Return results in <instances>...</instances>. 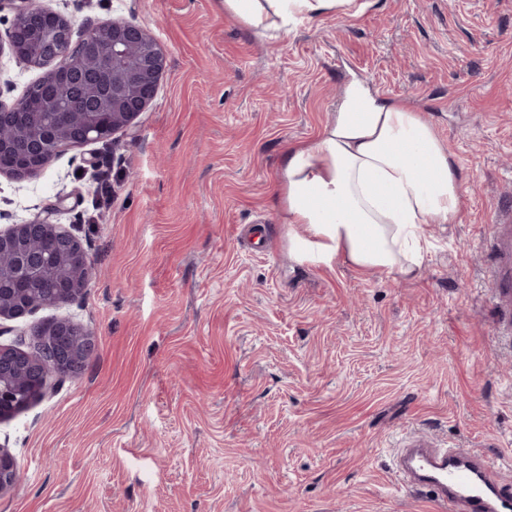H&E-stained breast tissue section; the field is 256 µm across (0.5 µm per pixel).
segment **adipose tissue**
<instances>
[{"label":"adipose tissue","mask_w":512,"mask_h":512,"mask_svg":"<svg viewBox=\"0 0 512 512\" xmlns=\"http://www.w3.org/2000/svg\"><path fill=\"white\" fill-rule=\"evenodd\" d=\"M354 0H224L249 28L288 33L326 13L348 15ZM285 221L304 225L300 258L341 259L363 272L403 278L420 271L428 224L461 220L464 181L433 126L402 104L351 83L319 140L282 157Z\"/></svg>","instance_id":"1"}]
</instances>
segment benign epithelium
Returning a JSON list of instances; mask_svg holds the SVG:
<instances>
[{
  "label": "benign epithelium",
  "mask_w": 512,
  "mask_h": 512,
  "mask_svg": "<svg viewBox=\"0 0 512 512\" xmlns=\"http://www.w3.org/2000/svg\"><path fill=\"white\" fill-rule=\"evenodd\" d=\"M61 35L47 45V66L66 56L73 33L70 19L53 14ZM90 52L78 62L74 84L79 97L68 102L62 112L63 133H76V143L99 140L98 129L104 99L94 85L98 66L97 51L105 50L112 65V110L108 112L112 132L127 128L155 99L166 68V57L156 39L141 24L130 21H107L89 29L82 38ZM45 103L27 98L12 106L0 103V117L12 110H25L31 117L29 130L17 144L0 136V156H30L41 145L43 130L39 118ZM51 152H46L34 165L24 163L5 169L15 179H26L41 172ZM35 235L53 241L56 256L69 269V274L53 280L47 295L21 296L22 288L10 289L7 298L0 289V319H16L45 306L67 305L80 298L93 274L90 257L82 244L59 224L36 219L27 224H13L0 230V256L12 257L9 270L16 283L40 276L38 265L30 261L26 242ZM96 336L74 320L42 324L30 330L29 338L12 344H0V419H7L35 400L50 395L56 382L78 377L87 358L95 349ZM22 478L21 466L7 450L0 448V494L14 489Z\"/></svg>",
  "instance_id": "1"
}]
</instances>
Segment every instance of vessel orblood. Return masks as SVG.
Returning a JSON list of instances; mask_svg holds the SVG:
<instances>
[{
  "mask_svg": "<svg viewBox=\"0 0 512 512\" xmlns=\"http://www.w3.org/2000/svg\"><path fill=\"white\" fill-rule=\"evenodd\" d=\"M483 246L492 256L486 275L494 299L502 311L512 310V217L502 216ZM396 472L440 512H512V480L487 455L414 440L398 450Z\"/></svg>",
  "mask_w": 512,
  "mask_h": 512,
  "instance_id": "1",
  "label": "vessel or blood"
}]
</instances>
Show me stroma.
I'll return each mask as SVG.
<instances>
[{"mask_svg":"<svg viewBox=\"0 0 512 512\" xmlns=\"http://www.w3.org/2000/svg\"><path fill=\"white\" fill-rule=\"evenodd\" d=\"M84 27H147L167 57L113 141L0 174V229L71 231L84 295L8 320L94 332L83 373L0 422L23 470L0 512H435L400 485L427 438L512 477V339L482 242L512 206V0H364L272 38L224 0H40ZM45 74L0 54V103ZM360 81L436 129L467 176L419 276L291 253L279 163L316 142Z\"/></svg>","mask_w":512,"mask_h":512,"instance_id":"1","label":"stroma"}]
</instances>
